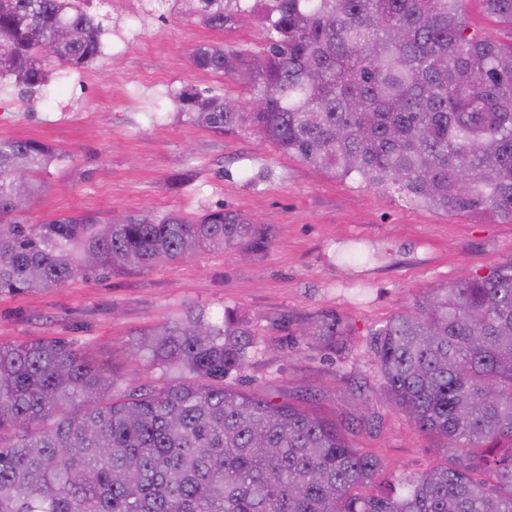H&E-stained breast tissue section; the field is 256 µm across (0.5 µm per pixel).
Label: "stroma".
Returning <instances> with one entry per match:
<instances>
[{"mask_svg":"<svg viewBox=\"0 0 512 512\" xmlns=\"http://www.w3.org/2000/svg\"><path fill=\"white\" fill-rule=\"evenodd\" d=\"M92 9L107 16L92 63L68 71L50 63L49 85L28 99L13 85L0 88V139L38 140L60 155L43 175L31 223L73 212L193 217L222 207L272 225L273 242L253 261L203 251L147 272L2 294L0 344L73 340L92 346L103 369L152 384L156 371L128 357L125 343L186 309L219 316L229 308L259 338L246 390L273 391L342 422L364 411L372 426L350 440L382 458L388 484L441 463L430 438L372 403L380 373L368 332L426 288L511 260L512 224L415 207L394 190L328 177L250 127L222 132L188 121L175 102L184 87L248 100V86L189 62L201 44L260 51L265 34L248 9L220 30L157 0H94ZM332 311L350 333L323 349L302 332Z\"/></svg>","mask_w":512,"mask_h":512,"instance_id":"stroma-1","label":"stroma"}]
</instances>
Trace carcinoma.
I'll return each instance as SVG.
<instances>
[{"label":"carcinoma","mask_w":512,"mask_h":512,"mask_svg":"<svg viewBox=\"0 0 512 512\" xmlns=\"http://www.w3.org/2000/svg\"><path fill=\"white\" fill-rule=\"evenodd\" d=\"M180 2L218 30L240 4ZM463 4L254 0L262 55L203 45L190 63L249 86L257 106L187 86L178 107L217 131L248 124L332 178L512 223V0H483L508 42L470 31ZM102 27L82 0H0V79L25 96L49 82L48 59L87 66ZM56 159L38 140L0 139V295L272 243V225L222 207L33 224ZM347 334L334 313L308 332L327 345ZM369 336L375 399L445 457L399 490L350 425L235 386L256 335L232 310L197 309L128 350L160 373L150 386L105 372L90 346L0 344V512H512V260L426 289Z\"/></svg>","instance_id":"carcinoma-1"}]
</instances>
